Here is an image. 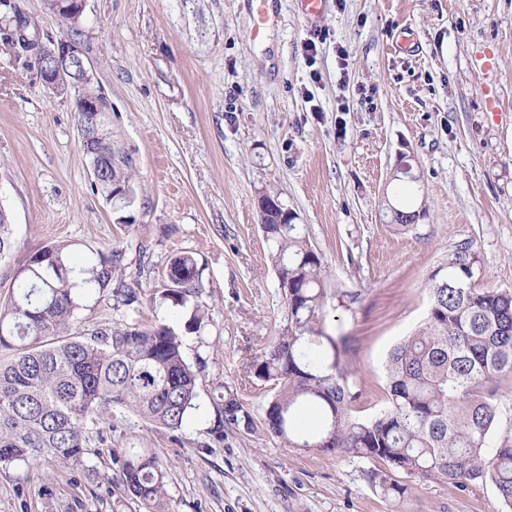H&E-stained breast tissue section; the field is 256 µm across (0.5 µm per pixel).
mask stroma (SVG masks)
<instances>
[{
    "label": "stroma",
    "instance_id": "stroma-1",
    "mask_svg": "<svg viewBox=\"0 0 512 512\" xmlns=\"http://www.w3.org/2000/svg\"><path fill=\"white\" fill-rule=\"evenodd\" d=\"M17 13L43 45L83 47L112 105V142L132 160L124 211L93 189L72 97L11 46ZM403 155L426 208L406 227L385 216ZM267 191L303 224L328 287L357 295L333 302L326 330L351 337L353 415L370 418L390 350L423 323L430 279L458 244L471 246L474 288L512 291V0H329L312 22L299 0H87L74 25L44 0L0 6V207L16 240L0 257V299L28 255L63 241L78 258L128 246L125 281L147 294L191 252L207 309L197 334L186 309L146 302L135 314L163 320L205 365L180 435L135 417L89 427L81 466L0 468V512H145L119 478L134 446L163 466L171 512H498L491 484L421 480L399 503L366 477L380 461L286 448L241 425L204 447L220 387L243 388L256 420L267 400L265 382L241 385L284 322L257 212Z\"/></svg>",
    "mask_w": 512,
    "mask_h": 512
}]
</instances>
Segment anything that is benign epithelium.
I'll return each instance as SVG.
<instances>
[{"instance_id":"obj_1","label":"benign epithelium","mask_w":512,"mask_h":512,"mask_svg":"<svg viewBox=\"0 0 512 512\" xmlns=\"http://www.w3.org/2000/svg\"><path fill=\"white\" fill-rule=\"evenodd\" d=\"M15 34L33 53L43 78L52 90L74 97L75 112H92L99 117L111 111L106 94L94 85V74L80 43L67 38L51 47L30 39L25 29L16 26Z\"/></svg>"}]
</instances>
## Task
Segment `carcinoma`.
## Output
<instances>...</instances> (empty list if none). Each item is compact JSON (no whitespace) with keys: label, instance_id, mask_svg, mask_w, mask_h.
<instances>
[{"label":"carcinoma","instance_id":"1","mask_svg":"<svg viewBox=\"0 0 512 512\" xmlns=\"http://www.w3.org/2000/svg\"><path fill=\"white\" fill-rule=\"evenodd\" d=\"M81 132L103 138L107 159L94 185L106 198L112 182L133 188L129 156L112 147L109 123L94 125L77 113ZM400 188L388 201L391 223L406 226L424 216L419 179L401 170ZM288 206L264 208L260 227L282 296L286 324L250 362V374L272 384L261 427L285 447L315 445L329 454L379 459L413 478H447L465 489L489 483L500 505L512 509V418L503 403L512 393V292L471 287L469 247L436 271L428 288L427 317L390 350L387 399L369 420H357L359 397L347 365L350 338L325 330L333 298H353L326 285L323 257L306 238ZM14 246L12 222L0 208V256ZM126 250L91 251L73 262L69 245L56 243L31 256L13 274L0 300V468L49 457L66 468L84 464L88 426L109 429L136 416L171 433L182 431L200 409L203 365L183 354V340L162 322L119 317L83 329L78 313L93 296L113 300V310L137 312L140 288L125 282ZM194 256L169 261L159 305L193 311L187 330L198 333L205 311ZM214 420L200 446L224 441V424L254 430L241 395L231 389L212 398ZM121 482L146 512H169L162 465L144 450L121 460ZM371 483L399 501L411 485L383 471Z\"/></svg>","mask_w":512,"mask_h":512}]
</instances>
